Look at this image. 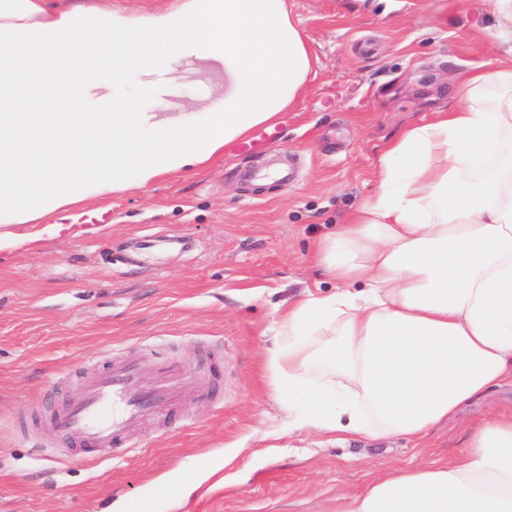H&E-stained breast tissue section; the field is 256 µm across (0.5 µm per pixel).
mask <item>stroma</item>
<instances>
[{
    "mask_svg": "<svg viewBox=\"0 0 512 512\" xmlns=\"http://www.w3.org/2000/svg\"><path fill=\"white\" fill-rule=\"evenodd\" d=\"M312 52L302 101L280 112L270 156L296 161L283 186L248 181L268 156L224 145L205 164L72 207L104 213L77 236L0 251V512H347L380 476L467 444L471 426L512 411L496 387L420 447L311 429L282 433L268 381L280 311L334 285L318 243L377 189L384 149L458 105L496 58L488 0H287ZM146 382L170 362L178 407L99 463L51 430L84 377L112 357Z\"/></svg>",
    "mask_w": 512,
    "mask_h": 512,
    "instance_id": "1",
    "label": "stroma"
}]
</instances>
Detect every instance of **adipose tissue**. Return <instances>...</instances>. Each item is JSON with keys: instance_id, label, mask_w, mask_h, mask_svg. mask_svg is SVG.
<instances>
[{"instance_id": "1", "label": "adipose tissue", "mask_w": 512, "mask_h": 512, "mask_svg": "<svg viewBox=\"0 0 512 512\" xmlns=\"http://www.w3.org/2000/svg\"><path fill=\"white\" fill-rule=\"evenodd\" d=\"M85 11L102 33L67 0H0V250L29 242L18 226L204 163L302 99L312 61L286 0ZM492 15L498 67L387 148L374 199L319 246L335 292L279 315L270 386L288 430L419 444L512 384V0ZM184 57L223 64V98L197 121L144 111ZM133 70L148 81L117 94ZM349 512H512V415L474 426L451 460L373 482Z\"/></svg>"}]
</instances>
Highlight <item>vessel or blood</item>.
Returning a JSON list of instances; mask_svg holds the SVG:
<instances>
[{
  "mask_svg": "<svg viewBox=\"0 0 512 512\" xmlns=\"http://www.w3.org/2000/svg\"><path fill=\"white\" fill-rule=\"evenodd\" d=\"M174 402V393L165 385L142 383L135 361L115 362L86 378L67 405L52 412L51 425L75 445L113 453L119 442Z\"/></svg>",
  "mask_w": 512,
  "mask_h": 512,
  "instance_id": "obj_1",
  "label": "vessel or blood"
}]
</instances>
